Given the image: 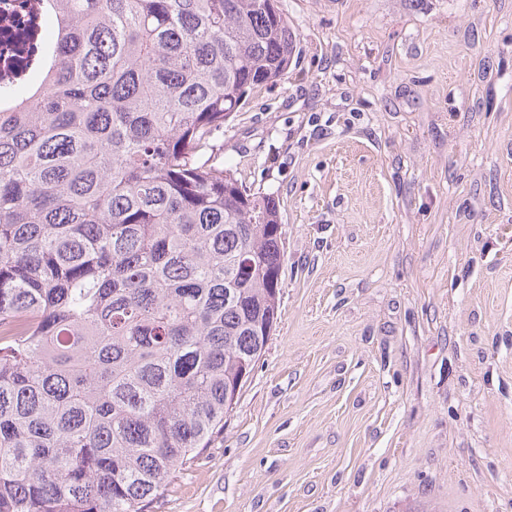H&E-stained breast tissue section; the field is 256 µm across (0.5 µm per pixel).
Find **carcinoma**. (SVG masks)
I'll use <instances>...</instances> for the list:
<instances>
[{
    "instance_id": "1",
    "label": "carcinoma",
    "mask_w": 512,
    "mask_h": 512,
    "mask_svg": "<svg viewBox=\"0 0 512 512\" xmlns=\"http://www.w3.org/2000/svg\"><path fill=\"white\" fill-rule=\"evenodd\" d=\"M0 96V512H151L262 356L273 195L219 159L297 35L277 0H42Z\"/></svg>"
}]
</instances>
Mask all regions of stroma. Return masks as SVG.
<instances>
[{
    "label": "stroma",
    "mask_w": 512,
    "mask_h": 512,
    "mask_svg": "<svg viewBox=\"0 0 512 512\" xmlns=\"http://www.w3.org/2000/svg\"><path fill=\"white\" fill-rule=\"evenodd\" d=\"M224 125L279 202L281 318L154 512H512V0H278Z\"/></svg>",
    "instance_id": "obj_1"
}]
</instances>
